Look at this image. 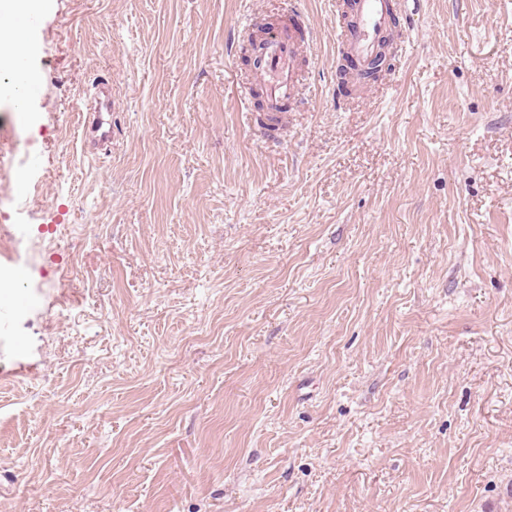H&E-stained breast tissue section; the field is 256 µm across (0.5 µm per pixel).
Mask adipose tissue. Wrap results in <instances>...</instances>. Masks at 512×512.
I'll list each match as a JSON object with an SVG mask.
<instances>
[{"instance_id": "obj_1", "label": "adipose tissue", "mask_w": 512, "mask_h": 512, "mask_svg": "<svg viewBox=\"0 0 512 512\" xmlns=\"http://www.w3.org/2000/svg\"><path fill=\"white\" fill-rule=\"evenodd\" d=\"M49 0H0V87L11 96L20 114L41 81L31 58L38 50L33 19L47 9Z\"/></svg>"}]
</instances>
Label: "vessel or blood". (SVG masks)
Listing matches in <instances>:
<instances>
[{
  "instance_id": "1",
  "label": "vessel or blood",
  "mask_w": 512,
  "mask_h": 512,
  "mask_svg": "<svg viewBox=\"0 0 512 512\" xmlns=\"http://www.w3.org/2000/svg\"><path fill=\"white\" fill-rule=\"evenodd\" d=\"M394 7L395 0H349L351 25L338 40L343 55L357 64L355 70L349 71L348 81L362 83L361 72L379 53L392 21ZM312 50V44H301L295 30L289 28L262 37L259 64L253 71L252 79L254 83L262 85L270 108L295 101L300 55ZM97 87L99 93L88 110L83 129L84 143L88 146L112 141L111 78H100Z\"/></svg>"
}]
</instances>
